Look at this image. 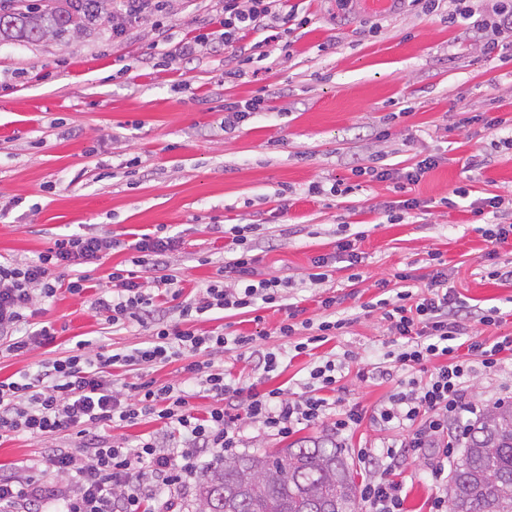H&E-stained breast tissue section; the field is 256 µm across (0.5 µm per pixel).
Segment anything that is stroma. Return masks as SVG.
Segmentation results:
<instances>
[{"mask_svg": "<svg viewBox=\"0 0 512 512\" xmlns=\"http://www.w3.org/2000/svg\"><path fill=\"white\" fill-rule=\"evenodd\" d=\"M221 7L222 0H164L169 38L162 44L150 16L119 37L107 16L63 39L0 41V261L35 259L55 240L86 231L129 240L164 224L183 239L167 272L180 279L185 297L198 299L209 282L221 280L229 257L228 241L213 225H255L260 269L289 281L287 301L298 321L320 322L319 302L333 296L336 315L347 324L298 356L295 337L279 334L282 311L262 310L257 323L249 313L214 310L194 322L200 331L221 326L265 333V346L280 354L275 372L264 373L257 357L235 349L212 358L261 392L279 387L295 398L304 393L311 368L329 359L342 365L335 402L321 422L282 438L241 419L239 451L273 452L332 436L337 413L354 404L365 418L345 438L342 454L361 484L370 472L352 448L405 438L404 431L382 430L369 420L410 377L398 369L378 375L400 343L381 312L364 308L378 295V281L406 270L415 278V294H424L437 271L429 254L441 252L449 290L472 312L499 310V326L473 319L472 331L512 334V281L487 276L512 268V242L488 259L489 245L470 213L441 203L459 187L471 203L512 198V148L500 147V131L486 126L494 118L512 120V49L482 55L465 25L449 23L444 7L388 14L340 0H302L298 13L309 24L265 46L264 60L228 82L220 37L193 61L177 56L179 41ZM257 95L266 97L265 110L225 128V103ZM383 128L390 132L385 141L376 137ZM378 153L396 169L439 158L409 189L421 206L404 223L387 219L384 207L397 199L388 183L351 172ZM474 154L486 158V168H466ZM336 178L346 179L353 192L307 195L310 182ZM357 232L363 260L356 269L340 265L327 280L310 281L313 258L333 254L339 238ZM128 258L122 251L98 265L66 268L65 277H87L86 294L63 292L40 305L34 320L56 330L54 344L21 356L0 354V379L35 372L79 340L103 354L143 346L145 328L111 325L93 306L98 290L110 287L113 268L127 267ZM354 272L360 275L355 283L349 279ZM509 384L512 361L496 371L477 368L471 399L488 409ZM75 443L66 432L52 443L26 435L0 441V470L44 461L50 445ZM433 465L428 453L402 465L405 512H428L436 492Z\"/></svg>", "mask_w": 512, "mask_h": 512, "instance_id": "1", "label": "stroma"}]
</instances>
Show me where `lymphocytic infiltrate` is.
Segmentation results:
<instances>
[{
	"instance_id": "obj_1",
	"label": "lymphocytic infiltrate",
	"mask_w": 512,
	"mask_h": 512,
	"mask_svg": "<svg viewBox=\"0 0 512 512\" xmlns=\"http://www.w3.org/2000/svg\"><path fill=\"white\" fill-rule=\"evenodd\" d=\"M455 13L472 20L474 28L492 30L493 40L480 47L493 54L501 38H512V0H492L483 11H475L466 0H453ZM228 59L234 67L224 72L226 79H238V62L247 60L242 40L247 33H290L292 26H305L307 18L298 14L288 0H224V10L216 19ZM438 163L429 156L408 170L387 166L353 168L356 176L390 182L401 200L392 202L393 223H403L411 211L419 209L418 199L406 197L408 186L419 183ZM251 225L234 224L228 230L233 256L224 270L230 284L208 285L202 298L182 300L176 276L167 274L171 252L180 245L176 236L160 233L140 235L131 246L135 255L132 269H113L112 286L101 291L95 309L111 323L134 322L146 327L151 336L146 345L128 352L91 355L86 341H77L67 354L46 363L41 370L17 380L0 381V439L26 435L40 440L71 432L79 443L72 448H55L47 461L57 475L65 477L71 492L28 474L0 473V512H46L51 501L62 503V512H145L148 496L158 491L176 494L189 488L202 471L203 457L223 459L226 452L241 445L239 419L248 416L267 431L286 437L301 425L319 423L327 415V394L335 390L339 366L329 360L309 372L305 392L290 399L283 390L259 392L227 381L223 369L211 363L213 353L236 349L261 353L263 369L273 372L279 365L275 352H261L260 337L232 334L222 329L199 331L192 324L212 310H248L282 307L284 284L275 277H260V258L253 252L247 234ZM123 241L98 234L70 235L56 240L53 248L24 263H0V346L12 355L32 347L53 343L52 326L21 330L26 310L35 303L54 299L65 291L74 296L87 290L85 277L75 280L60 276V269L74 265H97L112 251L123 248ZM161 271V285L178 299V323H171L155 305L138 275V268ZM393 335L403 344L391 355L395 367L423 371V378L401 383L372 414L374 425L398 428L407 436L401 444L382 450L361 448L357 457L373 475L361 486L364 512H404L402 486L390 473L411 456L433 449L434 471L439 484L429 512H447L448 486L441 478L455 454L448 441L449 423L463 414L476 413L467 399L468 382L474 371L473 359L486 369L501 368L512 354V335L486 340L470 335L465 321L467 307L448 290L445 273L434 275L423 297L411 290L377 299ZM183 361V370L213 398L215 404L199 414L190 406L186 390L179 385L143 382L128 392L115 391L111 369L115 366L166 364ZM151 418L161 424V435H151L136 446L113 442L109 428ZM175 434L179 445L171 446L166 435Z\"/></svg>"
}]
</instances>
